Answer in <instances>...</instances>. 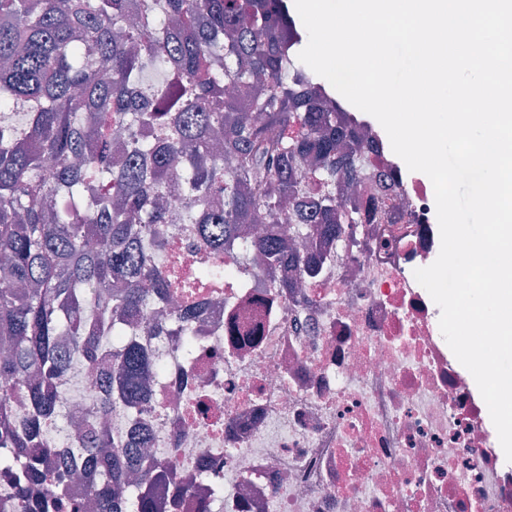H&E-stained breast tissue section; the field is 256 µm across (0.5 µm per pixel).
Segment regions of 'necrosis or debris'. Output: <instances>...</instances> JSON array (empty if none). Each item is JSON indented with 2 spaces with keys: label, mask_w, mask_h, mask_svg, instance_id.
<instances>
[{
  "label": "necrosis or debris",
  "mask_w": 512,
  "mask_h": 512,
  "mask_svg": "<svg viewBox=\"0 0 512 512\" xmlns=\"http://www.w3.org/2000/svg\"><path fill=\"white\" fill-rule=\"evenodd\" d=\"M364 207L402 198L396 224H362L344 249L321 239L314 276L296 287L238 253L214 250L195 224L166 225L157 264L172 280L209 266L187 301L195 357L176 337L141 336L162 370L114 431L140 430L146 462L189 479L181 512H512V466L492 448L488 408L440 328L415 269L440 251L430 179H406L369 128ZM74 368L47 439L74 450L99 394Z\"/></svg>",
  "instance_id": "obj_1"
}]
</instances>
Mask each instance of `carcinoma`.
<instances>
[{"instance_id": "obj_1", "label": "carcinoma", "mask_w": 512, "mask_h": 512, "mask_svg": "<svg viewBox=\"0 0 512 512\" xmlns=\"http://www.w3.org/2000/svg\"><path fill=\"white\" fill-rule=\"evenodd\" d=\"M298 44L284 0H0V476L18 512H79L67 457L49 497L34 491L48 483L46 429L68 370L102 354L109 385L76 449L103 476L94 507L179 512L189 486L162 464L140 468L106 425L160 370L131 337L171 332L141 319L170 298L154 255L175 204L216 249L272 275L290 261L317 272V249L290 241L347 224L348 243L366 223L352 192L364 141L334 128L344 112L319 105ZM149 67L174 73L177 91L145 84ZM135 125L152 139L112 135ZM99 182L115 195L91 193ZM174 322L189 356L191 309Z\"/></svg>"}]
</instances>
